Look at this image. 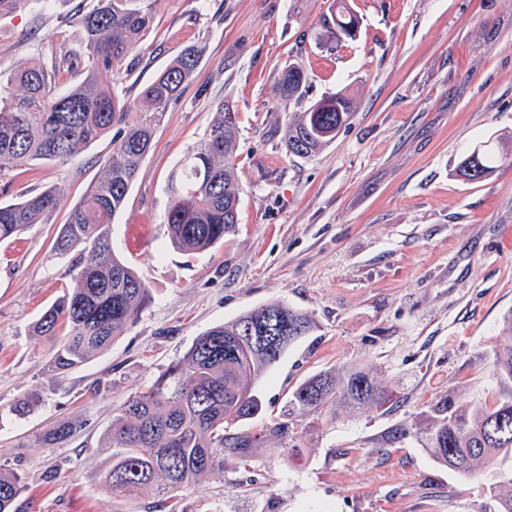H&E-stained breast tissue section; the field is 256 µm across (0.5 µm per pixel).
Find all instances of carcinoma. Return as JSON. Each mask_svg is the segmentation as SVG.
I'll list each match as a JSON object with an SVG mask.
<instances>
[{
    "label": "carcinoma",
    "instance_id": "1",
    "mask_svg": "<svg viewBox=\"0 0 512 512\" xmlns=\"http://www.w3.org/2000/svg\"><path fill=\"white\" fill-rule=\"evenodd\" d=\"M151 0H93L80 16L83 40L49 69L38 63L0 73V173L13 167L65 163L93 142L112 136L111 150L99 163L92 185L70 212L53 248L79 253L74 286L59 296L32 326L37 336H52L57 349L45 364L61 373L112 347L151 300L150 288L112 250L113 217L124 207L141 162L166 113L180 100L193 77L202 49H183L130 102L104 84L101 74L120 77L135 65L132 54L152 28ZM359 18L348 0L323 24L326 41L356 35ZM87 61L81 80L65 91L55 88L59 72ZM303 69L290 63L278 80L288 99L302 93ZM24 93L17 95L14 87ZM203 141L190 150L168 180L170 203L164 215L170 244L186 253L206 251L235 231L240 192L236 176V115L220 101ZM352 115V98L340 90L316 101L288 125L289 153L308 157L326 146ZM512 151L488 144L476 148L459 167L469 181L490 178ZM60 202L50 188L13 203H0V241L46 224ZM313 329L311 317L284 302L244 312L197 336L186 353L161 371L144 390L129 397L112 419L108 473L112 493L140 492L160 502L174 500L213 473L224 472V454L247 456L254 437L240 426L259 417L263 403L256 390L266 368L289 345ZM496 375L512 381V345L495 352ZM392 394L361 367L319 372L301 382L288 400V417L336 415V406L382 408ZM79 424L60 423L43 436L54 445ZM436 462L461 476L490 467L487 490L497 512H512V391L491 406L436 404L423 428ZM22 478L0 471V512H20Z\"/></svg>",
    "mask_w": 512,
    "mask_h": 512
}]
</instances>
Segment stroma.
<instances>
[{"label": "stroma", "instance_id": "stroma-1", "mask_svg": "<svg viewBox=\"0 0 512 512\" xmlns=\"http://www.w3.org/2000/svg\"><path fill=\"white\" fill-rule=\"evenodd\" d=\"M92 0H32L0 16V72L50 65L82 39ZM355 38L321 40L334 0H153L154 28L136 69L142 87L185 47L201 64L158 128L112 247L136 268L151 302L112 348L64 374L47 372L54 339L40 313L73 284L75 256L52 244L111 149L102 138L66 163L0 174V202L53 186L49 223L0 243V467L27 489L23 512H156L113 495L111 425L118 408L181 358L194 338L282 301L314 320L259 383L262 416L248 459L187 490L177 512H496L487 473L464 479L428 454L416 426L445 397L493 404L512 383L494 352L512 342V167L481 182L456 174L489 141L512 150V0H352ZM296 62L303 95L278 92ZM353 95V117L318 153H287L289 122L321 97ZM237 114L241 204L234 233L187 255L163 216L170 172L205 139L216 102ZM351 365L392 394L387 408L340 407L289 423L293 388ZM29 401L23 416L16 401ZM83 427L55 445L59 422Z\"/></svg>", "mask_w": 512, "mask_h": 512}]
</instances>
